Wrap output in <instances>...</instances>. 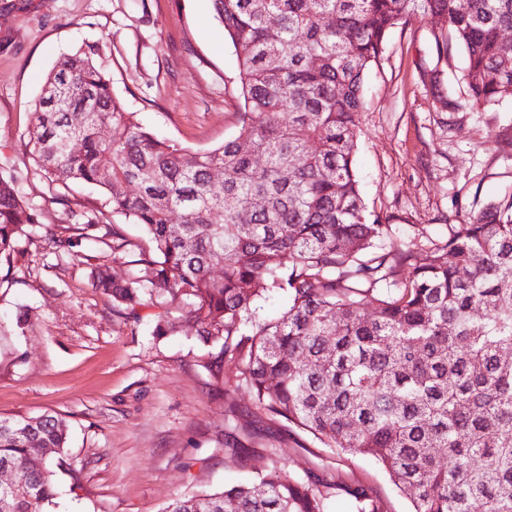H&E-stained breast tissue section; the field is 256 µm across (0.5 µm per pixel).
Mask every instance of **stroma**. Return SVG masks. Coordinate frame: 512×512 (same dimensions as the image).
<instances>
[{"label": "stroma", "instance_id": "35a3bbf8", "mask_svg": "<svg viewBox=\"0 0 512 512\" xmlns=\"http://www.w3.org/2000/svg\"><path fill=\"white\" fill-rule=\"evenodd\" d=\"M96 44L114 91L155 133L193 150L234 137L238 67L212 0H0V169L14 172L44 221L97 204L72 187L65 203L33 171L25 145L41 87L56 62ZM434 27L413 16L393 28L365 77L355 168L367 210L400 242L444 241L448 227L512 193V97L440 121L420 71ZM24 261L0 271V415L56 412L70 427L54 512H164L175 498L266 470L263 452L224 460L225 387L180 312L155 303L138 318L93 287L92 266L126 277L120 250L89 240L58 252L49 232L23 242ZM175 325L152 334L157 316ZM260 441H282L288 469L355 476L388 512H409L371 460L341 455L277 421L254 419Z\"/></svg>", "mask_w": 512, "mask_h": 512}]
</instances>
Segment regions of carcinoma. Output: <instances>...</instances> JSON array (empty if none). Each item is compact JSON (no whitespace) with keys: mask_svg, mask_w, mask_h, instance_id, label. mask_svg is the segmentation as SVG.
<instances>
[{"mask_svg":"<svg viewBox=\"0 0 512 512\" xmlns=\"http://www.w3.org/2000/svg\"><path fill=\"white\" fill-rule=\"evenodd\" d=\"M239 70L241 126L190 150L140 124L90 46L47 75L26 144L50 184L94 187L101 206L72 213L82 239L124 246L104 209L143 226L125 279L99 265L93 286L130 312L153 298L186 309L206 368L256 409L339 453L372 459L410 512H512V194L425 238L424 258L386 243L354 167L365 76L411 16L437 28L423 68L442 116L448 39L465 51L470 102L512 96V0H213ZM108 134H103V129ZM79 148L72 149V143ZM265 158L259 168L254 156ZM135 187L134 193L127 188ZM42 208L0 174V265L42 227ZM412 267L406 278L401 268ZM287 300L275 319L260 302ZM67 429L52 414L0 416V512H50ZM44 467L29 466L34 449ZM247 482L173 500L165 512H387L372 486L288 471L282 449Z\"/></svg>","mask_w":512,"mask_h":512,"instance_id":"obj_1","label":"carcinoma"}]
</instances>
